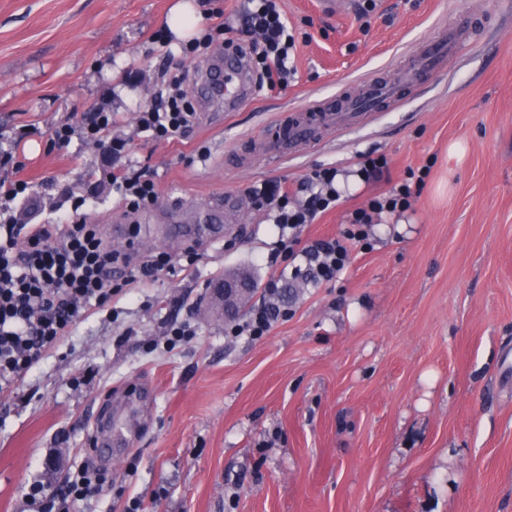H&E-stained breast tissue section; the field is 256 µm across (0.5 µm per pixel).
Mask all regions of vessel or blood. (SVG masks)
Returning <instances> with one entry per match:
<instances>
[{"instance_id":"obj_1","label":"vessel or blood","mask_w":512,"mask_h":512,"mask_svg":"<svg viewBox=\"0 0 512 512\" xmlns=\"http://www.w3.org/2000/svg\"><path fill=\"white\" fill-rule=\"evenodd\" d=\"M457 22L440 26L436 33L416 44L402 58L406 77L403 85L371 73L343 87L330 102L316 99L308 105L280 112L268 132L253 141L250 152L238 160L241 167H273L301 151L313 149L332 136L360 125L364 117L399 105L407 95L424 90L445 75L448 60L457 56ZM195 95L203 109L235 112L254 95V81L244 54L226 47L222 54L199 63ZM139 403L136 390H124L108 419H95L93 434L99 454L129 446L132 439V408Z\"/></svg>"}]
</instances>
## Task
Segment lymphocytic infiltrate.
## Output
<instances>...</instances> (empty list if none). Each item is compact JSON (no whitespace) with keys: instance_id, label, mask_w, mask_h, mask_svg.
<instances>
[{"instance_id":"lymphocytic-infiltrate-1","label":"lymphocytic infiltrate","mask_w":512,"mask_h":512,"mask_svg":"<svg viewBox=\"0 0 512 512\" xmlns=\"http://www.w3.org/2000/svg\"><path fill=\"white\" fill-rule=\"evenodd\" d=\"M246 2L234 43L248 52L259 88L285 90L294 73L290 52L295 39L288 31V20L279 0ZM187 85L185 71H166L155 100L137 112V133L157 143L189 136L197 109ZM114 124L111 111L100 108L58 125L48 141L62 147L77 136L101 146L112 165L107 178L118 203L130 213L151 208L158 201L157 174L130 160L129 140L113 134ZM21 169L15 153L0 152V212L9 214L0 223V396L17 390L26 375L71 335L77 321L123 294L126 282L112 278L115 263L121 261L128 267L127 282L154 279L172 267L164 254L145 261L120 254L103 225L88 223L81 197L73 198L70 211L58 223L25 222L32 191L28 181L20 178ZM337 174L336 167L320 165L305 175L300 190L306 199L297 206L276 181L249 191L258 207L274 213L279 236L275 255L285 271L305 275L317 287L335 281L349 266L353 249L369 247L374 216L411 207L428 171L420 169L418 178L406 179L354 210L339 236L302 241L303 227L340 202ZM106 483L104 473L85 467L57 489L30 485L25 502L30 512H69L71 502Z\"/></svg>"}]
</instances>
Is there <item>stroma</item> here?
I'll return each instance as SVG.
<instances>
[{"label":"stroma","instance_id":"stroma-1","mask_svg":"<svg viewBox=\"0 0 512 512\" xmlns=\"http://www.w3.org/2000/svg\"><path fill=\"white\" fill-rule=\"evenodd\" d=\"M176 2L0 0V146L17 149L37 223L74 194L107 234L129 225L88 177L99 147L75 138L47 148L52 127L104 104L132 160L158 173L159 219L140 227L138 251L202 254L198 267L133 284L78 322L0 402V512H24L32 483L66 484L87 461L97 411L142 386L130 447L74 512H124L134 499L146 512H512V0H377L365 17L283 0L297 69L287 90L157 144L135 135V113L159 87L166 63L151 36ZM457 14L491 29L464 36L446 82L275 173L226 169V154L281 107L335 95L369 71L396 77L397 54ZM22 125L34 132L18 147ZM371 150L388 160L378 183L356 173V155ZM323 164L336 165L343 200L305 228L306 241L341 233L408 169L430 172L411 209L383 215L340 279H285L278 303L291 318L258 341L226 336L212 289L233 272L252 277L245 320L280 272L265 262L277 229L249 205L220 238L179 237L173 204L190 224L268 177L293 187ZM174 322L194 335L169 350Z\"/></svg>","mask_w":512,"mask_h":512}]
</instances>
